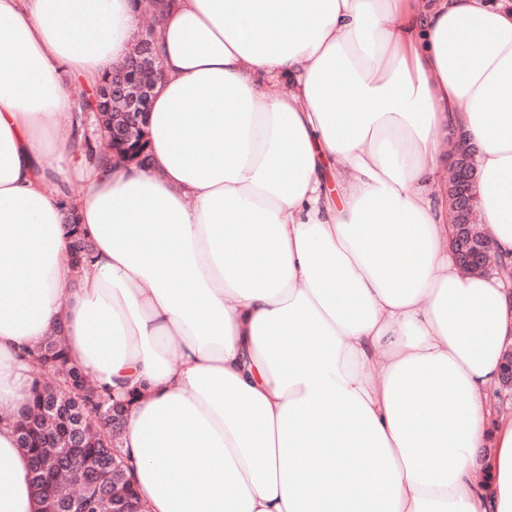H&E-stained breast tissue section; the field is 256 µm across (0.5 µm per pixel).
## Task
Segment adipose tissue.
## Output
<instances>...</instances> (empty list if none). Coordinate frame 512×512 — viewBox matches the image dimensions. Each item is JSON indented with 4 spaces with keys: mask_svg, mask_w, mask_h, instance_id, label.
I'll list each match as a JSON object with an SVG mask.
<instances>
[{
    "mask_svg": "<svg viewBox=\"0 0 512 512\" xmlns=\"http://www.w3.org/2000/svg\"><path fill=\"white\" fill-rule=\"evenodd\" d=\"M0 407L56 325L128 407L144 512H512V287L456 265L443 137L512 261V6L174 0L146 164H75L67 73L134 0H0ZM94 243L74 268L60 202ZM0 418V512H40Z\"/></svg>",
    "mask_w": 512,
    "mask_h": 512,
    "instance_id": "obj_1",
    "label": "adipose tissue"
}]
</instances>
